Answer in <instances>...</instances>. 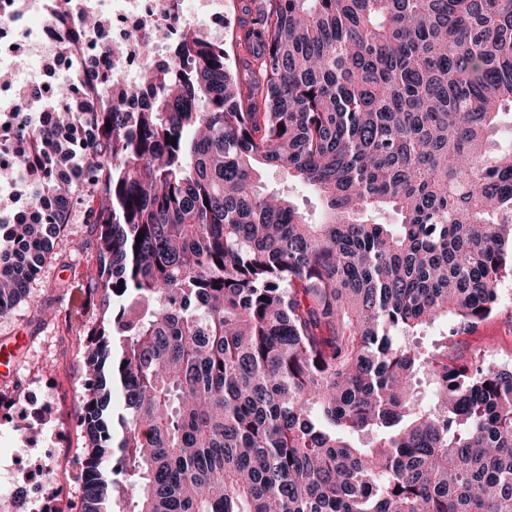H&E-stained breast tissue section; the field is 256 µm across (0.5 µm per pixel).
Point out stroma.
Here are the masks:
<instances>
[{
    "label": "stroma",
    "instance_id": "obj_1",
    "mask_svg": "<svg viewBox=\"0 0 512 512\" xmlns=\"http://www.w3.org/2000/svg\"><path fill=\"white\" fill-rule=\"evenodd\" d=\"M95 258L96 236L91 225L85 224L83 211H76L66 235L56 241L51 258L32 282L30 301L0 317V342L17 336L27 339L14 378L0 383V388L20 396L33 394L37 406L50 413L43 430L32 435L23 417L11 415L0 421V481L23 484L22 473L12 468L17 457L23 463L40 465L50 475L33 503L36 512L57 502L60 486H67L71 498L82 496L77 453L83 441L70 415L80 404L83 347L67 319L80 317L97 300L92 289L76 287L73 281L75 270L94 264ZM452 344L466 356L492 349L512 365V297L504 298L497 315L454 337Z\"/></svg>",
    "mask_w": 512,
    "mask_h": 512
}]
</instances>
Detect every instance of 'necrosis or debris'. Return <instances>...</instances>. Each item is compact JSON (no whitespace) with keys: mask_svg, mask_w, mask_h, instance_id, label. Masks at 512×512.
<instances>
[{"mask_svg":"<svg viewBox=\"0 0 512 512\" xmlns=\"http://www.w3.org/2000/svg\"><path fill=\"white\" fill-rule=\"evenodd\" d=\"M88 11L99 13L100 33L57 39L59 27ZM42 14L52 15L54 25H32ZM227 22L224 0H0V198H18L10 179L11 142L27 118L19 104L23 90L39 87L35 109L52 112L62 98L83 93L89 74L104 67L108 45H130L145 34L162 61L186 27L206 29L218 41Z\"/></svg>","mask_w":512,"mask_h":512,"instance_id":"obj_1","label":"necrosis or debris"}]
</instances>
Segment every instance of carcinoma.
I'll use <instances>...</instances> for the list:
<instances>
[{
	"instance_id": "1",
	"label": "carcinoma",
	"mask_w": 512,
	"mask_h": 512,
	"mask_svg": "<svg viewBox=\"0 0 512 512\" xmlns=\"http://www.w3.org/2000/svg\"><path fill=\"white\" fill-rule=\"evenodd\" d=\"M233 7L235 51L188 27L14 133L0 316L96 226L79 512H512V371L415 341L512 282V0ZM262 184L274 190L288 189L292 192H290V195L292 194L294 198L300 197L299 200L301 202L302 192H293L295 191L296 183L288 178V174L284 170L270 169L265 171L262 175Z\"/></svg>"
}]
</instances>
